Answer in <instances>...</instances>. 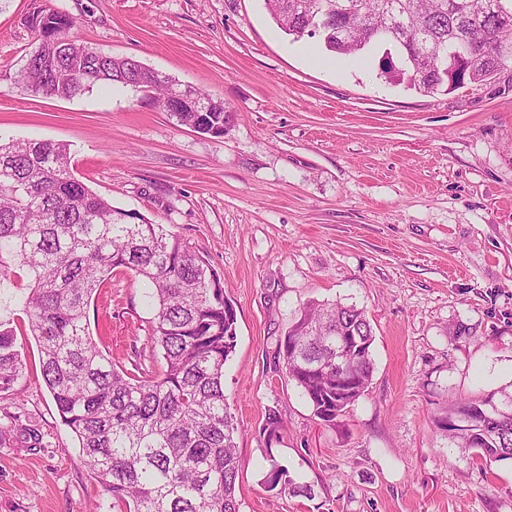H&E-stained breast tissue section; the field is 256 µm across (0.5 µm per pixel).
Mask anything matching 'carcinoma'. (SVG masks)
Segmentation results:
<instances>
[{
	"label": "carcinoma",
	"mask_w": 512,
	"mask_h": 512,
	"mask_svg": "<svg viewBox=\"0 0 512 512\" xmlns=\"http://www.w3.org/2000/svg\"><path fill=\"white\" fill-rule=\"evenodd\" d=\"M354 0H265L279 29L292 40L318 38L323 48L355 56L378 47L397 51L399 66L385 67L407 87L451 92L482 84L512 63V0H399L405 14L382 33L344 9ZM318 31H311L313 23ZM35 46L26 55L21 82L74 99L94 86L121 85L169 95L173 80L133 57H114L70 36L73 20L56 10L33 14ZM50 55L52 70L40 59ZM172 102L177 122L199 126L188 107L209 105L204 123L224 135V101L192 88ZM19 261L29 285L20 301L40 347L41 378L58 415L78 439L84 462L101 478L122 512H241L236 494L240 459L233 417L224 398V363L235 347L236 310L224 298L217 274L186 240L163 225L112 206L77 178L64 143H0V280L9 275L4 255ZM130 272L148 288L152 336L163 350L158 376L128 372L109 361L90 336L86 309L93 293L115 271ZM362 343L348 371L351 393L336 396V330ZM298 339L299 356L288 352ZM372 327L365 311L340 302H313L299 310L278 344L288 377L312 404L314 416L332 424L365 391L374 363ZM325 364L319 372L308 369ZM23 361L15 330L0 320V391L14 389ZM450 418L471 428L448 435L458 448L488 465L512 460V391L448 406ZM0 442L41 447L38 429L7 416ZM269 487L308 497L288 470L271 464Z\"/></svg>",
	"instance_id": "cac0c4a2"
}]
</instances>
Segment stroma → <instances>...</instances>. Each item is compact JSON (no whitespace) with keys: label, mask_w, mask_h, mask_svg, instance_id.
I'll return each instance as SVG.
<instances>
[{"label":"stroma","mask_w":512,"mask_h":512,"mask_svg":"<svg viewBox=\"0 0 512 512\" xmlns=\"http://www.w3.org/2000/svg\"><path fill=\"white\" fill-rule=\"evenodd\" d=\"M44 8L73 18L74 39L223 100V136L129 88L67 100L19 84ZM319 48L291 41L264 0H0V143L69 144L77 178L217 272L236 309L224 395L242 512H512V461L483 466L439 426L448 402L512 385V64L424 95L384 76L382 50L331 71L307 58ZM9 266L0 319L24 371L0 415L38 425L43 446L0 445V512H113L41 380L28 278ZM313 301L363 308L374 335L371 382L332 425L276 357ZM152 318L123 272L87 308L109 360L157 375ZM274 462L313 496L269 489Z\"/></svg>","instance_id":"1"}]
</instances>
